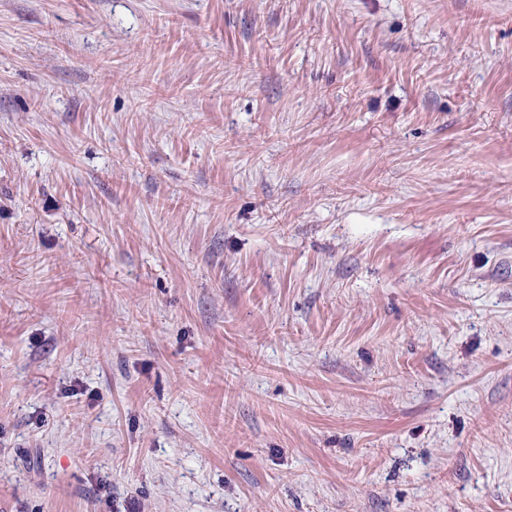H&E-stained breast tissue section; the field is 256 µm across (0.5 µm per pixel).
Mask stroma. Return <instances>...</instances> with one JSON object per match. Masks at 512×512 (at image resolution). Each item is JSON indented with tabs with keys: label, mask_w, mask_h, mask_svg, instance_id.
Masks as SVG:
<instances>
[{
	"label": "stroma",
	"mask_w": 512,
	"mask_h": 512,
	"mask_svg": "<svg viewBox=\"0 0 512 512\" xmlns=\"http://www.w3.org/2000/svg\"><path fill=\"white\" fill-rule=\"evenodd\" d=\"M0 512H512V0H0Z\"/></svg>",
	"instance_id": "stroma-1"
}]
</instances>
